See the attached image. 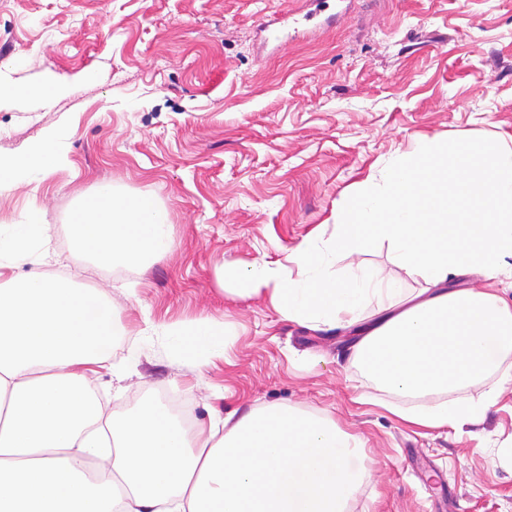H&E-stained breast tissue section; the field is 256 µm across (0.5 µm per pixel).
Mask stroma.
Wrapping results in <instances>:
<instances>
[{"instance_id":"stroma-1","label":"stroma","mask_w":512,"mask_h":512,"mask_svg":"<svg viewBox=\"0 0 512 512\" xmlns=\"http://www.w3.org/2000/svg\"><path fill=\"white\" fill-rule=\"evenodd\" d=\"M303 0H0V160L70 127L66 163L37 186L0 188V225L37 214L42 253H69L80 197L103 190L166 206L176 247L148 268L70 261L63 273L117 304L107 414L147 399L245 413L328 411L362 437L368 479L352 512H512V350L487 374L501 394L485 419L422 428L389 410L351 359L344 332L281 321L264 300L224 293L226 260H276L335 233L334 214L368 176L420 138L512 137V0H351L336 23L272 48ZM223 322L224 359L194 374L146 321ZM367 400H360V393Z\"/></svg>"}]
</instances>
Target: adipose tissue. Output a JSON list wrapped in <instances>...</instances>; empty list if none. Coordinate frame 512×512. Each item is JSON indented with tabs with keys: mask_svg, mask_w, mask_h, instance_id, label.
<instances>
[{
	"mask_svg": "<svg viewBox=\"0 0 512 512\" xmlns=\"http://www.w3.org/2000/svg\"><path fill=\"white\" fill-rule=\"evenodd\" d=\"M70 135L50 130L0 165V183L39 182ZM391 169L337 208L333 237L304 239L282 259L223 262L220 281L282 320L356 335V362L388 392L479 391L452 407H394L403 421L478 422L495 403L485 374L512 347V304L448 281L474 270L496 277L512 258V147L424 138ZM44 232L33 216L0 225V512H346L366 479L365 444L327 415L264 405L189 426L149 402L106 418L95 378L125 377L108 350L117 306L71 278L15 275ZM376 240L414 286L358 262ZM175 246L168 211L137 196L85 201L71 227V254L106 268L141 267ZM343 256L352 262L341 270ZM147 329L194 370L229 345L209 318Z\"/></svg>",
	"mask_w": 512,
	"mask_h": 512,
	"instance_id": "1",
	"label": "adipose tissue"
}]
</instances>
